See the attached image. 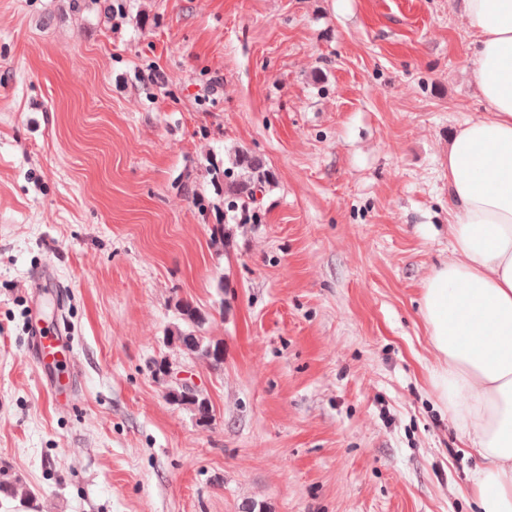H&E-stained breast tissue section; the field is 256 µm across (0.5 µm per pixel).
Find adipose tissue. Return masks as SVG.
I'll return each mask as SVG.
<instances>
[{"instance_id": "1", "label": "adipose tissue", "mask_w": 512, "mask_h": 512, "mask_svg": "<svg viewBox=\"0 0 512 512\" xmlns=\"http://www.w3.org/2000/svg\"><path fill=\"white\" fill-rule=\"evenodd\" d=\"M487 105L448 147L451 249L424 284L430 384L466 447L480 512H512V0H461Z\"/></svg>"}]
</instances>
